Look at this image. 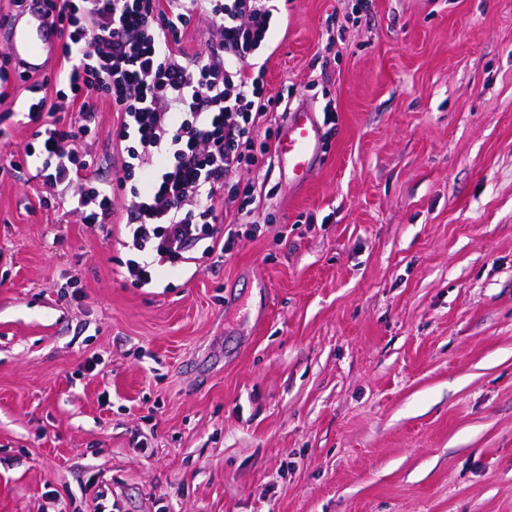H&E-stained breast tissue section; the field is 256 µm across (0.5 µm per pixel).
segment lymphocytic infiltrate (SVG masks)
<instances>
[{
  "label": "lymphocytic infiltrate",
  "instance_id": "lymphocytic-infiltrate-1",
  "mask_svg": "<svg viewBox=\"0 0 512 512\" xmlns=\"http://www.w3.org/2000/svg\"><path fill=\"white\" fill-rule=\"evenodd\" d=\"M46 3L64 43L59 70L34 81L40 97L27 110L36 142L26 155L48 189L42 204L68 196L81 223L123 225L126 275L140 287L194 248L230 254L256 203L244 175L273 166L271 121L292 96L288 86L265 89L278 0ZM197 19L210 28L204 52L192 54L183 37ZM102 102L120 116L112 149L123 175L113 182L82 147ZM67 110L76 118L65 125Z\"/></svg>",
  "mask_w": 512,
  "mask_h": 512
}]
</instances>
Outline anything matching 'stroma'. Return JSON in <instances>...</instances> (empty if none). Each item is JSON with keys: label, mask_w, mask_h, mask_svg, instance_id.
I'll return each instance as SVG.
<instances>
[{"label": "stroma", "mask_w": 512, "mask_h": 512, "mask_svg": "<svg viewBox=\"0 0 512 512\" xmlns=\"http://www.w3.org/2000/svg\"><path fill=\"white\" fill-rule=\"evenodd\" d=\"M354 2L266 65L317 174L153 287L0 121V512H512V0Z\"/></svg>", "instance_id": "stroma-1"}]
</instances>
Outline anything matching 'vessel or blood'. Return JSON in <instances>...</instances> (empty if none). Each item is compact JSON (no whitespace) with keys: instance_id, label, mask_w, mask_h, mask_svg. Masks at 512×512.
Masks as SVG:
<instances>
[{"instance_id":"obj_1","label":"vessel or blood","mask_w":512,"mask_h":512,"mask_svg":"<svg viewBox=\"0 0 512 512\" xmlns=\"http://www.w3.org/2000/svg\"><path fill=\"white\" fill-rule=\"evenodd\" d=\"M62 40L59 26L47 13L43 0L14 19L0 35V46L29 73H39L55 56ZM278 166L294 187L306 186L319 170L324 156L323 129L307 105L288 111L275 146Z\"/></svg>"}]
</instances>
